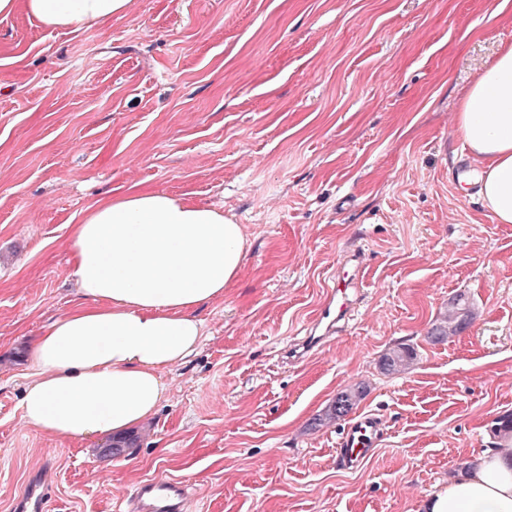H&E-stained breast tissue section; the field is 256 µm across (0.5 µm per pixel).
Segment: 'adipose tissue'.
<instances>
[{
  "instance_id": "ef3b65f1",
  "label": "adipose tissue",
  "mask_w": 512,
  "mask_h": 512,
  "mask_svg": "<svg viewBox=\"0 0 512 512\" xmlns=\"http://www.w3.org/2000/svg\"><path fill=\"white\" fill-rule=\"evenodd\" d=\"M129 0H0L79 32L124 15ZM477 162L478 196L512 224V45L468 90L456 115ZM72 275L81 302L29 346L24 423L69 439L122 435L151 418L166 371L200 347L202 303L221 297L248 249L241 225L217 209L151 189L99 200L72 225ZM419 512H512V448L485 449Z\"/></svg>"
}]
</instances>
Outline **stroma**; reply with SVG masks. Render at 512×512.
Returning a JSON list of instances; mask_svg holds the SVG:
<instances>
[{
	"label": "stroma",
	"instance_id": "35a3bbf8",
	"mask_svg": "<svg viewBox=\"0 0 512 512\" xmlns=\"http://www.w3.org/2000/svg\"><path fill=\"white\" fill-rule=\"evenodd\" d=\"M508 44L512 0H131L78 33L0 16V512L43 471L44 512H123L154 478L187 512H418L463 472L512 413V224L460 184L455 116ZM134 188L223 211L250 247L116 454L20 402L27 342L80 300L71 224ZM356 253L363 303L300 353ZM460 292L470 327L430 342ZM399 343L416 359L385 375ZM359 382L384 431L349 471L314 420Z\"/></svg>",
	"mask_w": 512,
	"mask_h": 512
}]
</instances>
